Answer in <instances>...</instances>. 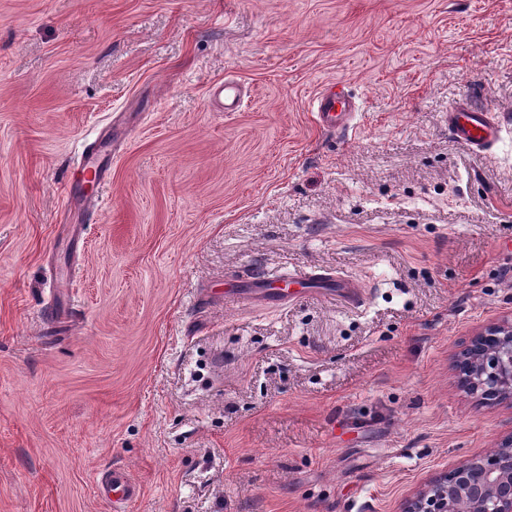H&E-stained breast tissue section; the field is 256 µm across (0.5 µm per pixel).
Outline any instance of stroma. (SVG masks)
<instances>
[{
  "label": "stroma",
  "instance_id": "35a3bbf8",
  "mask_svg": "<svg viewBox=\"0 0 512 512\" xmlns=\"http://www.w3.org/2000/svg\"><path fill=\"white\" fill-rule=\"evenodd\" d=\"M458 101L512 115V0H0V512H112L115 469L128 512H400L496 448L455 361L512 319V130ZM273 267L365 304H225ZM212 97L218 103L221 112H237L243 105L241 91L237 84L224 81V84L218 85ZM312 111L316 123L331 134L351 128L356 117V112H351L349 102L338 93L317 96ZM448 132L457 142L485 153L499 141L502 125L498 113L458 102L448 110ZM106 490L109 499L112 500L114 512H125L122 511L125 504L140 495V488L124 471L112 472V477L107 481Z\"/></svg>",
  "mask_w": 512,
  "mask_h": 512
}]
</instances>
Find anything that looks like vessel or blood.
<instances>
[{
  "label": "vessel or blood",
  "instance_id": "b4317fda",
  "mask_svg": "<svg viewBox=\"0 0 512 512\" xmlns=\"http://www.w3.org/2000/svg\"><path fill=\"white\" fill-rule=\"evenodd\" d=\"M213 98L224 112L239 111L243 105L239 86L230 81L218 85ZM312 111L316 123L331 134L351 128L355 119L348 101L337 93L317 96ZM448 132L457 142L484 153L499 141L502 125L498 113L459 102L448 111ZM303 293L328 296L348 306L363 300L357 278L324 269H267L256 273L249 291L254 301L275 307L288 305ZM107 492L112 497L113 512H122L127 502L139 496L140 489L125 472L116 471L107 482Z\"/></svg>",
  "mask_w": 512,
  "mask_h": 512
}]
</instances>
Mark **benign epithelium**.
<instances>
[{
  "mask_svg": "<svg viewBox=\"0 0 512 512\" xmlns=\"http://www.w3.org/2000/svg\"><path fill=\"white\" fill-rule=\"evenodd\" d=\"M459 367L471 391L488 400L512 399V322L473 336ZM401 512H512V434L489 453L433 478Z\"/></svg>",
  "mask_w": 512,
  "mask_h": 512,
  "instance_id": "benign-epithelium-1",
  "label": "benign epithelium"
}]
</instances>
